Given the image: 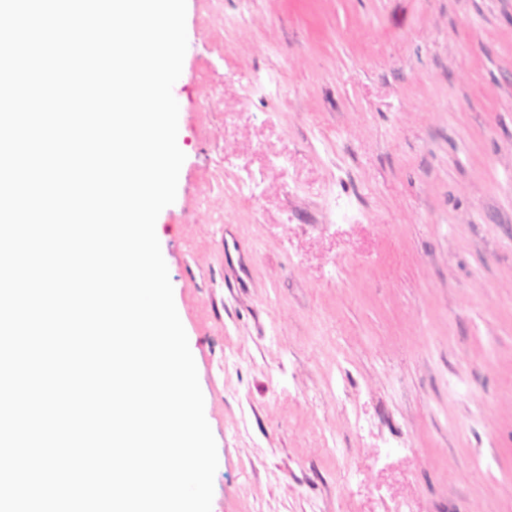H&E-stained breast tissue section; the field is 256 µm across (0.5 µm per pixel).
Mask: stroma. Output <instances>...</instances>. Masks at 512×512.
Instances as JSON below:
<instances>
[{"label": "stroma", "instance_id": "35a3bbf8", "mask_svg": "<svg viewBox=\"0 0 512 512\" xmlns=\"http://www.w3.org/2000/svg\"><path fill=\"white\" fill-rule=\"evenodd\" d=\"M155 231L211 512H512V0H187Z\"/></svg>", "mask_w": 512, "mask_h": 512}]
</instances>
